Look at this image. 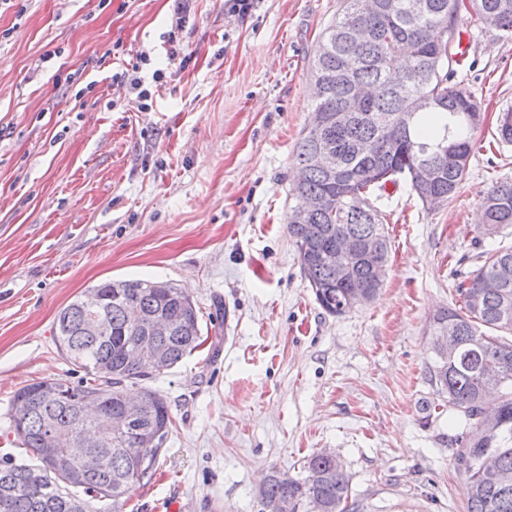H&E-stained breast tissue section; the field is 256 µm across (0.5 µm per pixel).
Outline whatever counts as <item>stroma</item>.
Returning a JSON list of instances; mask_svg holds the SVG:
<instances>
[{
  "mask_svg": "<svg viewBox=\"0 0 512 512\" xmlns=\"http://www.w3.org/2000/svg\"><path fill=\"white\" fill-rule=\"evenodd\" d=\"M341 0H257L234 17L195 0H0V449L17 390L77 381L53 336L59 311L104 281L176 283L206 341L146 385L173 426L151 479L120 512H259L271 469L329 451L354 512H467L450 413L424 420L431 317L453 272L512 246L480 232L485 193L512 182V39L462 19L454 81L480 102L468 174L428 209L406 185L377 205L391 257L366 305L327 314L288 236L293 154L314 101L311 59ZM166 76L140 110L118 74L141 51Z\"/></svg>",
  "mask_w": 512,
  "mask_h": 512,
  "instance_id": "obj_1",
  "label": "stroma"
}]
</instances>
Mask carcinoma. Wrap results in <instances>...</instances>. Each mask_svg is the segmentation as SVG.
<instances>
[{"mask_svg": "<svg viewBox=\"0 0 512 512\" xmlns=\"http://www.w3.org/2000/svg\"><path fill=\"white\" fill-rule=\"evenodd\" d=\"M343 0V8L323 30L312 75L316 82L314 111L328 114L320 131H303L294 164L304 181L291 188L288 234L304 278L318 304L341 315V303L352 286L367 283L375 261L388 262L389 238L375 201L387 190L406 184L419 200L429 195L451 200L465 180L478 127L471 116L481 112L471 93L451 84L455 62L451 52L461 14L479 26L512 37V0ZM428 100L423 106L420 101ZM327 146L335 170L319 168L315 154ZM460 158L448 163V153ZM433 171L423 190L415 171ZM318 197L335 199L336 211L298 212L300 204ZM484 231L493 234L512 226V183L494 185L483 200ZM352 234L380 237L375 256L355 254L345 273L336 270L330 252L336 240ZM487 280L498 288H485ZM459 306L438 310L431 323L453 337L459 350L444 357L431 352L428 381L461 420L448 441L460 447L455 463L465 477L468 512H512V341L489 336L479 327L512 332V247L486 253L476 270L456 285ZM149 318L165 316L181 323L168 336H150L132 309ZM94 315L111 326L107 336H91L86 324ZM59 352L84 376L74 383L46 379L17 391L12 427L35 462L18 464L0 455V512H117L127 491L152 476L167 439L172 417L164 399L142 385L160 374L142 365L135 352L141 342L155 343L167 358V369L205 343L195 302L181 288H153L149 280H116L90 288L63 308L54 325ZM138 386L144 416L137 423L95 440L77 434L94 428L95 418L79 413L81 403H100L98 415L111 417L130 400ZM499 392L491 412L501 427L488 434L479 418L486 396ZM52 431L62 442L59 461L44 458L43 437ZM158 436L152 448L140 447L143 436ZM40 468V484L31 470ZM304 473L288 482L270 471L261 489L262 512H276L284 498L296 500L302 512H350V479L324 452L311 456Z\"/></svg>", "mask_w": 512, "mask_h": 512, "instance_id": "cac0c4a2", "label": "carcinoma"}]
</instances>
